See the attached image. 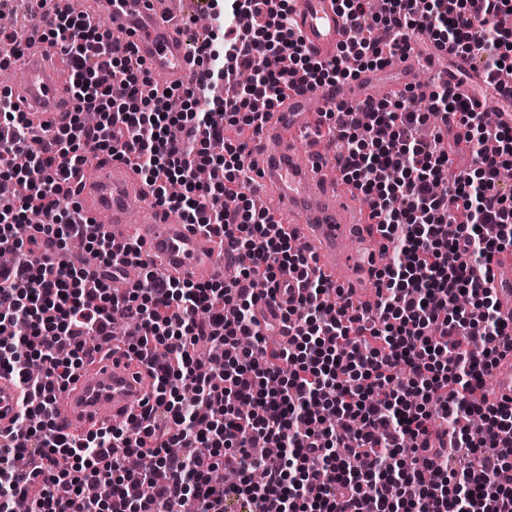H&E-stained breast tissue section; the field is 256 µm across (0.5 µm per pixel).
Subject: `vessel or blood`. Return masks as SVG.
I'll return each instance as SVG.
<instances>
[{
  "label": "vessel or blood",
  "mask_w": 512,
  "mask_h": 512,
  "mask_svg": "<svg viewBox=\"0 0 512 512\" xmlns=\"http://www.w3.org/2000/svg\"><path fill=\"white\" fill-rule=\"evenodd\" d=\"M99 4L110 20L114 48H132L151 72L165 76L169 84L184 85L191 80L195 64L186 42L175 31L177 20L167 8L168 0H99ZM292 6L297 32L312 54L331 57L347 40L348 26L335 0H293ZM18 64L24 72L13 90L18 107L32 120L36 135L51 137L70 118L69 82L50 67L43 54H24ZM376 82V72L363 70L345 91L326 86L312 95L290 94L275 114L274 127L247 142L251 154L264 160L254 180L271 185L288 211L299 217L298 223L289 225V233L317 244L318 273L332 286L348 285L351 299L358 304L373 302L374 291L346 284L345 274L359 261L350 244L371 240L368 257L372 267L378 268L384 253L383 237L369 216L351 218L347 193L334 192L316 164L298 163L296 143L298 135L313 124L311 96H318L324 108L331 109L344 97L354 101L368 97ZM72 187L93 227L114 244L142 242L143 259L160 263L167 274L183 281L223 279L228 254L218 240L198 225L164 214L130 168L109 161L100 167L96 178L75 174ZM489 286L502 317L512 324V250L496 256ZM153 398L149 368L129 359L124 347L116 346L90 365L87 374L56 391L51 411L64 431L79 434L127 420L140 402ZM26 399L14 380L1 373L0 436L9 437ZM485 399L496 407L512 406L511 353L500 358Z\"/></svg>",
  "instance_id": "obj_1"
}]
</instances>
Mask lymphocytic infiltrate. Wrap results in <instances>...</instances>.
<instances>
[{
    "mask_svg": "<svg viewBox=\"0 0 512 512\" xmlns=\"http://www.w3.org/2000/svg\"><path fill=\"white\" fill-rule=\"evenodd\" d=\"M336 2L351 36L318 59L296 33L291 0H224L191 83L161 97L148 69L111 50L110 29L58 14L41 39L61 53L75 105L46 143L0 90V173L30 186L26 197L0 196V247L15 255L0 266V371L32 397L0 448V512L20 495L30 512H156L172 502L185 512H512V409L483 400L512 352V328L486 286L494 256L512 247V185L502 177L512 123H484L445 80L367 99L350 125L336 122L346 103L324 112L343 181L393 249L374 274L371 313L248 202L254 161L227 135L260 128L288 93L355 80L419 42L468 58L512 100L500 79L512 58V0H384L379 11L373 0ZM351 56L358 69L347 67ZM88 110L98 114L91 127ZM452 113L453 144L472 157L456 174L442 132L430 142L414 134ZM98 152L132 165L160 207L222 238L240 257L238 279L167 278L140 262V243L120 249L90 233L70 180ZM200 166L212 171L208 183L194 177ZM32 210L63 258L14 239ZM136 267L143 277L113 293ZM286 267L298 270L301 293L281 322L260 321ZM120 322L138 327L127 355L149 366L154 403L127 424L64 433L50 413L55 388L91 358L87 340L110 342ZM280 323L290 336L282 347L266 339ZM475 415L487 440L462 425ZM254 440L269 454L254 457ZM225 468L233 478L214 481Z\"/></svg>",
    "mask_w": 512,
    "mask_h": 512,
    "instance_id": "lymphocytic-infiltrate-1",
    "label": "lymphocytic infiltrate"
}]
</instances>
